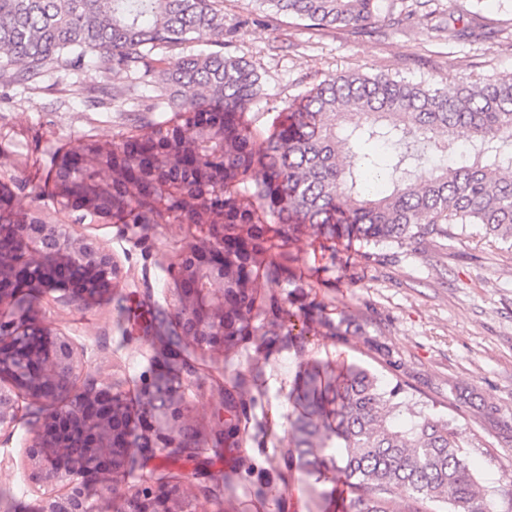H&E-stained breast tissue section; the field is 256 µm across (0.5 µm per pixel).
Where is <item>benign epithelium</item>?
I'll return each mask as SVG.
<instances>
[{"label": "benign epithelium", "mask_w": 512, "mask_h": 512, "mask_svg": "<svg viewBox=\"0 0 512 512\" xmlns=\"http://www.w3.org/2000/svg\"><path fill=\"white\" fill-rule=\"evenodd\" d=\"M89 146L55 158L59 177L78 181L66 166L78 154L82 167L93 161ZM208 238L195 241L175 262L179 283L170 315L180 336L200 348L222 346L224 336V260L206 263L205 253L224 251V225H206ZM117 278L112 251L77 233L70 224H0V430L15 426L20 401L46 408L40 440L24 444L21 464L39 493V512H102L84 484V473L102 459L100 497L119 495L126 512H199L175 486H129L125 475L138 448L135 423L143 415L112 392V385L88 372L84 346L67 333L46 332L33 316L14 317L15 285L40 296L49 288H68L73 302L107 292Z\"/></svg>", "instance_id": "obj_1"}]
</instances>
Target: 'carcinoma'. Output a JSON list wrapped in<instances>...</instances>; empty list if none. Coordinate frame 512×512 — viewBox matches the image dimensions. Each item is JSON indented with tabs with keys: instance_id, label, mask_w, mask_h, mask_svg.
<instances>
[{
	"instance_id": "obj_1",
	"label": "carcinoma",
	"mask_w": 512,
	"mask_h": 512,
	"mask_svg": "<svg viewBox=\"0 0 512 512\" xmlns=\"http://www.w3.org/2000/svg\"><path fill=\"white\" fill-rule=\"evenodd\" d=\"M274 15L318 29L361 34L377 20L378 0H259ZM218 49L184 55L194 33ZM224 12L214 0H0V85L35 87L51 71L86 65L109 78L125 73L152 87L139 112H173L128 133L101 153L112 179L94 173L65 202L86 214L112 198V223L224 225L227 336H291L302 346L314 331L365 336L343 313L320 302L297 312L258 304L257 288L280 283L304 296L296 257L283 247L311 230L327 249L359 242L364 259L378 247L422 248L479 226L512 242V79H474L454 94L388 74L340 73L285 106L266 133L247 118L262 76L246 59L224 53ZM125 90H96L95 106L112 111ZM470 134L457 146V132ZM431 159L423 176L422 157ZM23 212L12 193L0 199V223ZM263 317L257 326L254 319ZM303 328L294 333L292 317ZM404 389L383 385L351 364L331 375L306 367L292 388L299 404L292 443L308 471L347 486L342 512H419L430 500L448 512H486V495L460 454L448 420L422 411L398 422ZM224 443L240 444L247 407L224 394ZM405 493L402 501L396 491Z\"/></svg>"
}]
</instances>
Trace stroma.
I'll use <instances>...</instances> for the list:
<instances>
[{"mask_svg": "<svg viewBox=\"0 0 512 512\" xmlns=\"http://www.w3.org/2000/svg\"><path fill=\"white\" fill-rule=\"evenodd\" d=\"M236 33L225 53L246 58L263 78L251 109L268 126L287 103L331 75L389 73L413 83L456 90L478 78L512 77V0H432L400 27L379 19L368 33L311 29L268 15L257 0H220ZM472 19L479 39L452 40L448 28ZM52 89L0 92V184L20 208H35L49 224H70L109 247L120 267L110 292L67 302L54 291L29 304L50 330L87 350L91 372L111 379L123 400L149 423L126 476L177 485L203 512H336L335 480L320 481L298 466L289 429L296 417L288 394L303 366L355 363L385 382H403L402 420L409 411L448 419L471 472L484 486L490 512H512V250L493 239L455 236L414 250L388 244L378 265H366L359 244L341 243L329 257L305 234L290 250L310 294L329 310L363 320L371 337L392 350L383 367L361 337L308 336L303 348L284 336H248L231 347L201 349L176 341L169 311L176 281L169 269L199 227L167 221L135 230L65 207L50 178L58 152L88 141H112L132 131L135 112H99L86 102L91 69L61 68ZM196 367L188 378L187 367ZM240 378L256 401L238 448L214 449L220 385ZM170 389L159 402L151 386ZM42 409L23 402L12 433H0V512H38V497L19 464L24 444L41 432ZM190 426L199 441L193 471L158 450V434ZM234 475L225 484V475ZM282 489L274 500L267 487Z\"/></svg>", "mask_w": 512, "mask_h": 512, "instance_id": "obj_1", "label": "stroma"}]
</instances>
